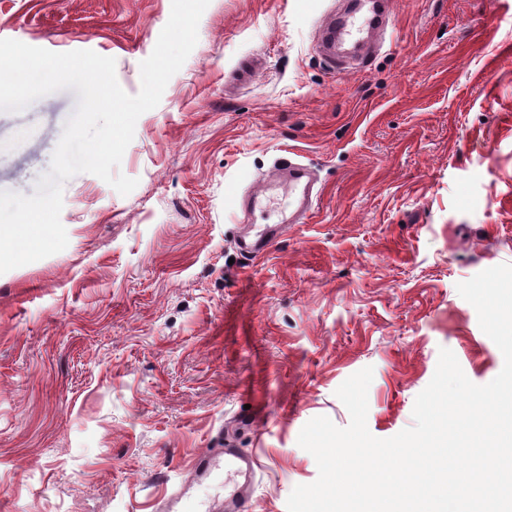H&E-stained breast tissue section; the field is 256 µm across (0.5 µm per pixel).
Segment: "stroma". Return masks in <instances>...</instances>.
<instances>
[{
  "label": "stroma",
  "mask_w": 512,
  "mask_h": 512,
  "mask_svg": "<svg viewBox=\"0 0 512 512\" xmlns=\"http://www.w3.org/2000/svg\"><path fill=\"white\" fill-rule=\"evenodd\" d=\"M349 0H210L136 122L129 195L64 185L67 247L0 274V512H213L225 444L257 456L253 512L314 482L298 444L369 367L367 427L414 424L440 349L484 385L503 355L457 291L512 264V0H393L339 68ZM171 0H0V39L114 58L128 94ZM74 90L0 112V190L32 195ZM303 223L249 260L229 196L284 151ZM208 470H195L201 456Z\"/></svg>",
  "instance_id": "stroma-1"
}]
</instances>
